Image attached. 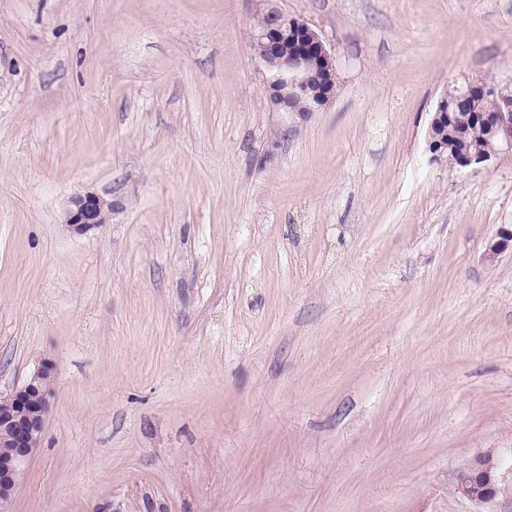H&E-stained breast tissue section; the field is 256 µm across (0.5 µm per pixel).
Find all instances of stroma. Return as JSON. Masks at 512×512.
<instances>
[{
  "instance_id": "obj_1",
  "label": "stroma",
  "mask_w": 512,
  "mask_h": 512,
  "mask_svg": "<svg viewBox=\"0 0 512 512\" xmlns=\"http://www.w3.org/2000/svg\"><path fill=\"white\" fill-rule=\"evenodd\" d=\"M276 5L336 53L303 121L262 0H0V393L55 375L14 512H512V159L427 150L512 0ZM117 205L94 193L78 194L71 198L65 211L64 222L77 235L108 224ZM491 455L478 457L472 464L463 468L456 482V490L475 503H485L497 494L496 473L498 463L488 461Z\"/></svg>"
}]
</instances>
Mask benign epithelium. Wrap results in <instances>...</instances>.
<instances>
[{"label": "benign epithelium", "instance_id": "benign-epithelium-1", "mask_svg": "<svg viewBox=\"0 0 512 512\" xmlns=\"http://www.w3.org/2000/svg\"><path fill=\"white\" fill-rule=\"evenodd\" d=\"M255 57L266 70L264 90L274 111L292 113L303 120L323 109L336 87V54L321 35L304 20L275 6L263 13V22L253 37ZM468 90L492 93L499 104L484 112L480 122L496 142L460 159V167H489L512 157V92L485 83H470ZM461 98L443 95L433 112L427 147L431 161H442L448 141L457 136L450 110ZM117 205L94 193L77 194L65 211L64 223L77 235L107 224ZM54 365L44 361L18 388L0 394V512H11L22 486L27 466L40 446L54 398ZM498 464L488 456L463 468L456 490L475 503H485L497 494Z\"/></svg>", "mask_w": 512, "mask_h": 512}]
</instances>
